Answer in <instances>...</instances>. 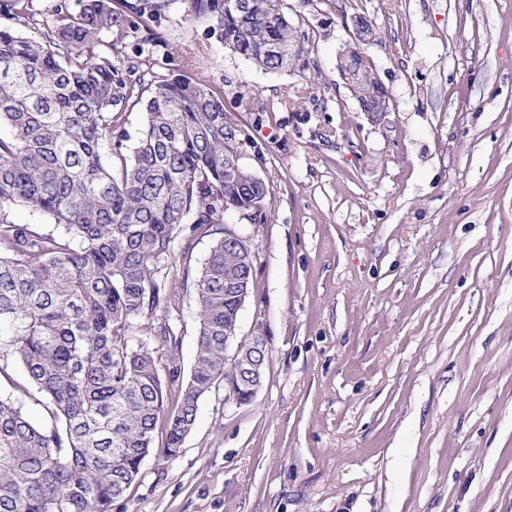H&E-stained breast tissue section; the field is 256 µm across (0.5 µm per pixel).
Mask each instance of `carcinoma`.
Segmentation results:
<instances>
[{
    "mask_svg": "<svg viewBox=\"0 0 512 512\" xmlns=\"http://www.w3.org/2000/svg\"><path fill=\"white\" fill-rule=\"evenodd\" d=\"M28 4L8 0L11 19H29ZM78 4L74 14L58 0L41 41L0 27V368L20 363L19 391L41 396L51 418L37 426L0 398V512H112L149 454H179L201 398L232 376L224 336L252 278L250 245L224 241L225 217L264 224L272 209L269 186L229 155L240 140L223 91L185 72L148 79L125 52L129 32L176 0ZM184 4L255 68L308 69L287 0ZM103 31L109 53L85 54ZM339 72L359 111H379L389 92L366 51L342 55ZM135 106L146 121L127 156L116 130ZM16 207L55 229L13 221ZM200 237L213 242L196 267ZM188 296L198 337L185 377Z\"/></svg>",
    "mask_w": 512,
    "mask_h": 512,
    "instance_id": "1",
    "label": "carcinoma"
}]
</instances>
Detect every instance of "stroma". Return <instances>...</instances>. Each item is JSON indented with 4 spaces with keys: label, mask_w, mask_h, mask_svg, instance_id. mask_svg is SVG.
I'll return each instance as SVG.
<instances>
[{
    "label": "stroma",
    "mask_w": 512,
    "mask_h": 512,
    "mask_svg": "<svg viewBox=\"0 0 512 512\" xmlns=\"http://www.w3.org/2000/svg\"><path fill=\"white\" fill-rule=\"evenodd\" d=\"M374 22L392 109H357L324 0L313 69L269 73L217 25L162 22L126 53L224 90L272 196L240 332L263 323L254 400L199 402L181 453L145 458L112 512H512V0H345ZM282 102L280 111L259 106Z\"/></svg>",
    "instance_id": "1"
}]
</instances>
